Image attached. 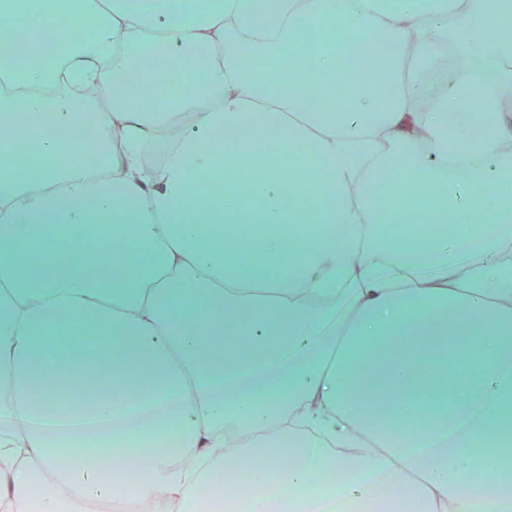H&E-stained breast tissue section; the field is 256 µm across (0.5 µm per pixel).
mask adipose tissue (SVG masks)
<instances>
[{"label":"adipose tissue","mask_w":512,"mask_h":512,"mask_svg":"<svg viewBox=\"0 0 512 512\" xmlns=\"http://www.w3.org/2000/svg\"><path fill=\"white\" fill-rule=\"evenodd\" d=\"M399 3L0 0L23 21L0 49V512H174L277 473L256 512H512L476 452L512 444V265L485 260L512 243V0ZM63 31L97 100L59 88ZM88 318L100 347L46 349ZM85 444L109 461L64 459Z\"/></svg>","instance_id":"obj_1"}]
</instances>
